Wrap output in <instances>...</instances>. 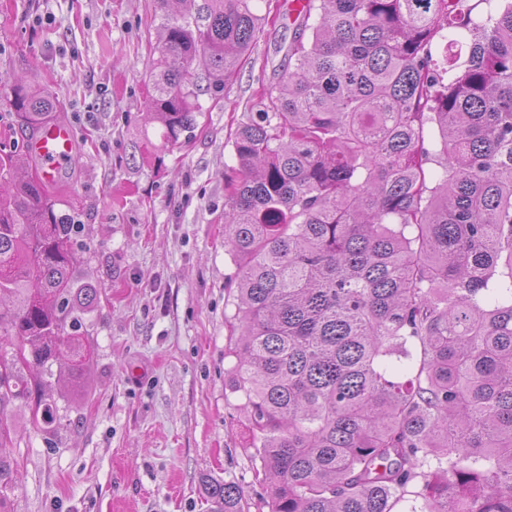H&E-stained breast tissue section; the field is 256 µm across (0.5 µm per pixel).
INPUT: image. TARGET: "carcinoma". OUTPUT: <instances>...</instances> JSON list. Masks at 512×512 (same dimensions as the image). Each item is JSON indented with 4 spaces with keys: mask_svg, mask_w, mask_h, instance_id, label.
Returning <instances> with one entry per match:
<instances>
[{
    "mask_svg": "<svg viewBox=\"0 0 512 512\" xmlns=\"http://www.w3.org/2000/svg\"><path fill=\"white\" fill-rule=\"evenodd\" d=\"M148 112L193 138L259 33L253 0H158ZM299 35L224 173L237 264L233 388L271 480L269 512H512V0H302ZM31 138L58 105L18 79ZM0 150V409L60 424L65 357H93L74 306L78 225ZM436 162L441 171L429 167ZM71 327L66 353L59 342ZM403 353L406 369L389 359ZM0 425V512L15 477ZM215 512H244L209 482Z\"/></svg>",
    "mask_w": 512,
    "mask_h": 512,
    "instance_id": "obj_1",
    "label": "carcinoma"
}]
</instances>
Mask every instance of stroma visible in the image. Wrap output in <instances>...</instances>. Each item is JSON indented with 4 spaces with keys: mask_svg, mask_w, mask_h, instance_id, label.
Wrapping results in <instances>:
<instances>
[{
    "mask_svg": "<svg viewBox=\"0 0 512 512\" xmlns=\"http://www.w3.org/2000/svg\"><path fill=\"white\" fill-rule=\"evenodd\" d=\"M253 6L277 22L172 151L146 119L154 0H0V85L21 78L63 102L75 131L56 210L82 226L76 278L101 291L76 311L94 350L81 382L52 368L62 426L30 429L20 403L0 411L16 431L8 512H211V481L237 484L245 512H269L251 423L231 387L226 283L237 265L224 244V168L295 26L289 0ZM133 367L140 380H130Z\"/></svg>",
    "mask_w": 512,
    "mask_h": 512,
    "instance_id": "stroma-1",
    "label": "stroma"
}]
</instances>
